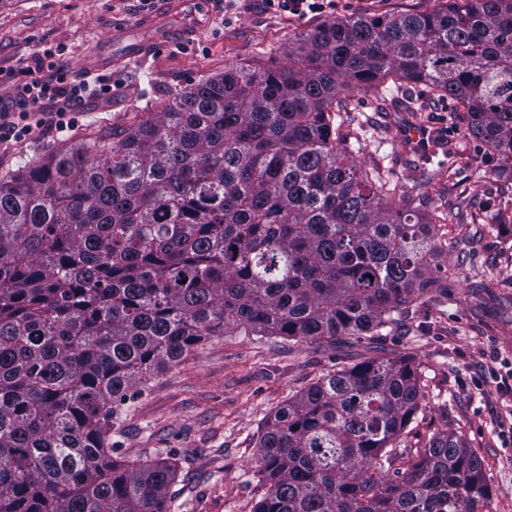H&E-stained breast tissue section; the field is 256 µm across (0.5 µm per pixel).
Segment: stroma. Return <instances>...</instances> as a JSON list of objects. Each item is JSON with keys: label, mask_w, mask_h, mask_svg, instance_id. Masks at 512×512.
Wrapping results in <instances>:
<instances>
[{"label": "stroma", "mask_w": 512, "mask_h": 512, "mask_svg": "<svg viewBox=\"0 0 512 512\" xmlns=\"http://www.w3.org/2000/svg\"><path fill=\"white\" fill-rule=\"evenodd\" d=\"M441 0H335L304 17L265 0H228L190 38L143 56L153 0H0V94L9 95L20 64L62 48L71 76L111 78L112 97L88 99L67 131L33 133L0 144V175L25 162L114 139L140 113L160 111L179 91L232 65L266 67L318 25L358 15L424 13ZM108 62L92 66L99 51ZM340 134L364 169L384 170L403 199L434 226L444 246L434 263L443 293L424 295L413 315L385 336H340L295 344L279 336L233 332L199 345L118 402L114 456L125 461L174 455L175 512H251L264 491L254 477L255 442L270 416L323 376L370 357L408 358L420 369L422 407L401 438L421 448L441 431L463 434L482 463L490 495L482 512H512V177L467 131L455 102L425 88H386L349 96Z\"/></svg>", "instance_id": "obj_1"}]
</instances>
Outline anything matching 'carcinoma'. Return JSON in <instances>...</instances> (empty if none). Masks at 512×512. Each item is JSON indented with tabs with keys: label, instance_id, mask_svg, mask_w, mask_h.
<instances>
[{
	"label": "carcinoma",
	"instance_id": "1",
	"mask_svg": "<svg viewBox=\"0 0 512 512\" xmlns=\"http://www.w3.org/2000/svg\"><path fill=\"white\" fill-rule=\"evenodd\" d=\"M418 84L512 161V0L322 24L287 63L231 66L117 141L0 176V512H173L174 457H112L113 403L234 330L375 336L440 283L432 225L334 120ZM418 366L376 357L295 395L255 444L253 512H478L465 438L404 458Z\"/></svg>",
	"mask_w": 512,
	"mask_h": 512
}]
</instances>
